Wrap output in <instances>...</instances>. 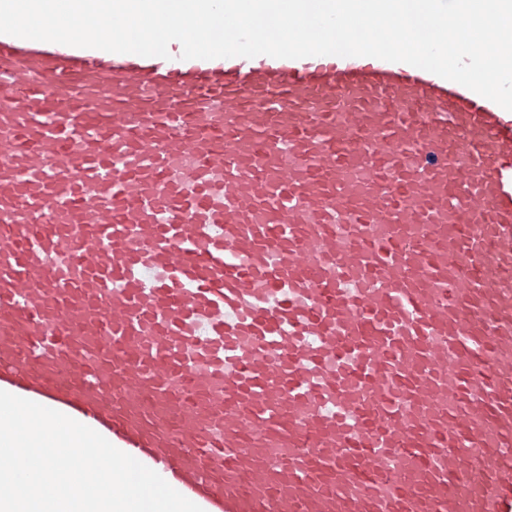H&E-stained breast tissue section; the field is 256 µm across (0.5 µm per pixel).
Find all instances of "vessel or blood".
<instances>
[{"mask_svg":"<svg viewBox=\"0 0 512 512\" xmlns=\"http://www.w3.org/2000/svg\"><path fill=\"white\" fill-rule=\"evenodd\" d=\"M168 51L0 34V390L203 512H512V111Z\"/></svg>","mask_w":512,"mask_h":512,"instance_id":"b4317fda","label":"vessel or blood"}]
</instances>
